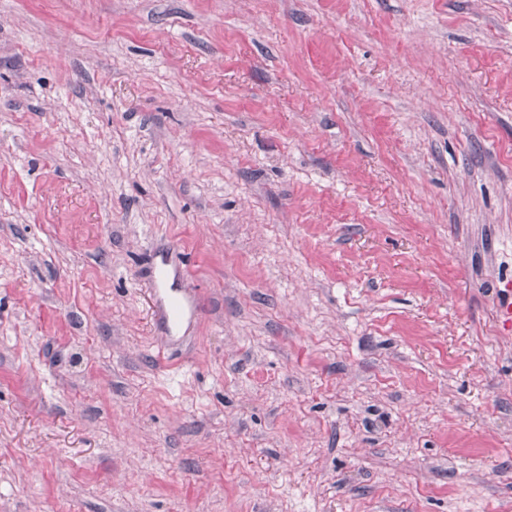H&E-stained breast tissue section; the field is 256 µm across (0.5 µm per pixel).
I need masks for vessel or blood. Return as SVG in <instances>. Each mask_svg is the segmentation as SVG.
<instances>
[{"label":"vessel or blood","mask_w":512,"mask_h":512,"mask_svg":"<svg viewBox=\"0 0 512 512\" xmlns=\"http://www.w3.org/2000/svg\"><path fill=\"white\" fill-rule=\"evenodd\" d=\"M187 267L172 268L167 256L156 259L152 281V294L159 308L160 318L169 333H178L184 323L194 319L199 311L195 297L174 287V280L187 275Z\"/></svg>","instance_id":"vessel-or-blood-1"}]
</instances>
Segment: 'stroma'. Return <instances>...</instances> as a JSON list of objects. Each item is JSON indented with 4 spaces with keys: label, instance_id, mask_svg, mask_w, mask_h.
Returning <instances> with one entry per match:
<instances>
[{
    "label": "stroma",
    "instance_id": "1",
    "mask_svg": "<svg viewBox=\"0 0 512 512\" xmlns=\"http://www.w3.org/2000/svg\"><path fill=\"white\" fill-rule=\"evenodd\" d=\"M511 303L512 0H0V512H512ZM188 274L186 265L172 269L167 256L156 259L152 281V294L159 308L160 319L170 334L178 333L187 320L198 315L199 306L196 296L187 294L182 288H175L176 280ZM173 279L170 284V279Z\"/></svg>",
    "mask_w": 512,
    "mask_h": 512
}]
</instances>
